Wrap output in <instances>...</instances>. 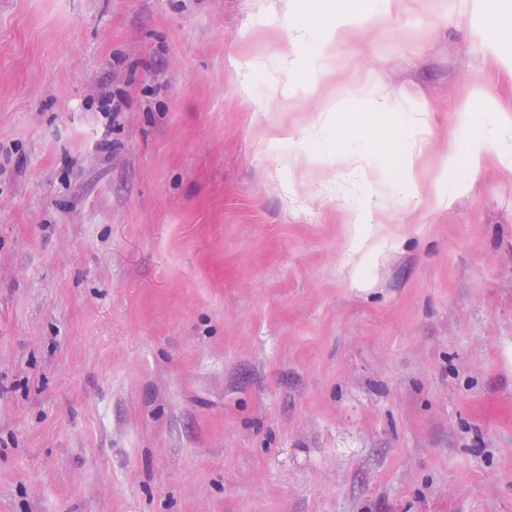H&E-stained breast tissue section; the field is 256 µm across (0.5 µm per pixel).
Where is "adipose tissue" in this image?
I'll return each mask as SVG.
<instances>
[{
    "label": "adipose tissue",
    "mask_w": 512,
    "mask_h": 512,
    "mask_svg": "<svg viewBox=\"0 0 512 512\" xmlns=\"http://www.w3.org/2000/svg\"><path fill=\"white\" fill-rule=\"evenodd\" d=\"M288 13L292 24L288 38L280 45L277 58L281 69L291 78H298L300 60L307 55L330 58L337 35L353 24V15L358 11V0L348 3L338 17L317 18L303 12L296 0H274ZM380 118L357 112L342 114L336 111L324 113L322 129L335 146L334 160L340 166L358 165L365 153L388 146L399 147L401 151V196L415 195L416 187L412 175V151L403 141L405 123L400 116L390 115L387 101L377 104ZM512 140V115L499 114L496 118L476 125L473 132L474 147L467 157L469 167L481 162L482 148L488 144H501Z\"/></svg>",
    "instance_id": "ef3b65f1"
}]
</instances>
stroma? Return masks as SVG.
<instances>
[{"mask_svg":"<svg viewBox=\"0 0 512 512\" xmlns=\"http://www.w3.org/2000/svg\"><path fill=\"white\" fill-rule=\"evenodd\" d=\"M264 2L0 0V512H512V145L434 193L512 47L367 0L295 86ZM384 87L415 197L289 168Z\"/></svg>","mask_w":512,"mask_h":512,"instance_id":"1","label":"stroma"}]
</instances>
